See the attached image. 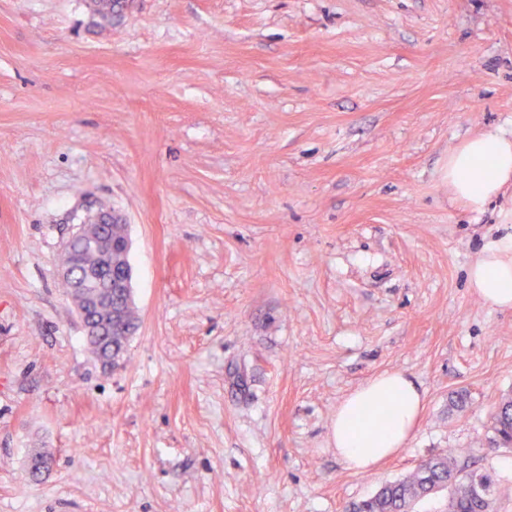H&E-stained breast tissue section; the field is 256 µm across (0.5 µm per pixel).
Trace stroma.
Wrapping results in <instances>:
<instances>
[{
	"label": "stroma",
	"instance_id": "1",
	"mask_svg": "<svg viewBox=\"0 0 512 512\" xmlns=\"http://www.w3.org/2000/svg\"><path fill=\"white\" fill-rule=\"evenodd\" d=\"M483 130L512 132V0H0V512H344L451 450L512 512V310L468 286L512 188L448 190ZM101 207L139 317L110 373L60 287ZM388 370L424 410L352 472L336 407ZM127 0H94L93 15L100 24L112 26V21H118L124 16ZM491 447L512 449V395L506 394L491 417Z\"/></svg>",
	"mask_w": 512,
	"mask_h": 512
}]
</instances>
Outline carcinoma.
Masks as SVG:
<instances>
[{
	"instance_id": "1",
	"label": "carcinoma",
	"mask_w": 512,
	"mask_h": 512,
	"mask_svg": "<svg viewBox=\"0 0 512 512\" xmlns=\"http://www.w3.org/2000/svg\"><path fill=\"white\" fill-rule=\"evenodd\" d=\"M127 0H94L93 15L99 23L110 25L124 16ZM107 235L116 243L128 238L127 224L121 216L114 215L108 221ZM105 260L101 247L95 240V232L64 247L62 265H79L87 274L95 273ZM84 294L90 298L99 297L112 306L113 318L110 323L99 322V312L90 310L92 321L97 323V335L86 337L92 353L98 359H112L113 366L125 364L128 345L139 327L131 289L117 288L109 283L100 284L90 279ZM491 447L512 449V395L502 398L491 417ZM52 456L35 452L31 456L29 475L36 479L43 473V467L51 465ZM495 481L490 473L466 470L458 457L443 455L422 461L416 471L408 477L384 483L371 496L350 503L345 512H411L414 505L433 496L432 490H448V496L434 512H495Z\"/></svg>"
}]
</instances>
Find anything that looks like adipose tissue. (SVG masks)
I'll return each instance as SVG.
<instances>
[{"label": "adipose tissue", "instance_id": "adipose-tissue-1", "mask_svg": "<svg viewBox=\"0 0 512 512\" xmlns=\"http://www.w3.org/2000/svg\"><path fill=\"white\" fill-rule=\"evenodd\" d=\"M512 183V137L485 131L448 156V188L470 211H482ZM469 286L488 304L512 309V238L487 248L468 271ZM424 395L405 372L373 376L336 408L332 439L337 457L354 472L376 469L411 440Z\"/></svg>", "mask_w": 512, "mask_h": 512}]
</instances>
